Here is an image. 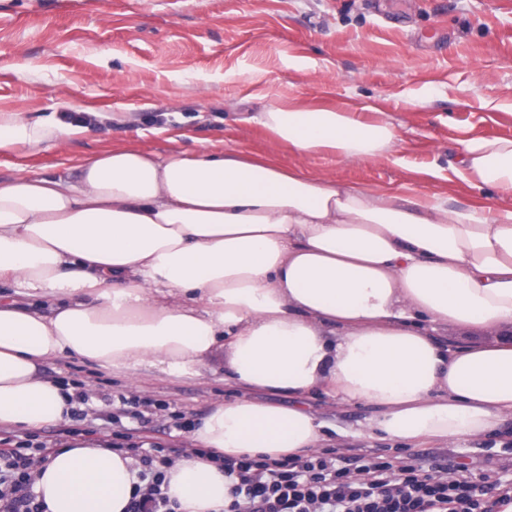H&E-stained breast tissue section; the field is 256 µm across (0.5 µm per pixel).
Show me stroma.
Segmentation results:
<instances>
[{
  "label": "stroma",
  "mask_w": 512,
  "mask_h": 512,
  "mask_svg": "<svg viewBox=\"0 0 512 512\" xmlns=\"http://www.w3.org/2000/svg\"><path fill=\"white\" fill-rule=\"evenodd\" d=\"M288 99L346 104L369 119L385 113L402 143L372 163L293 155L248 121ZM72 100L100 121L45 152L0 154L1 176L20 164L63 176L73 159L115 146L163 154L204 140L337 183L496 206L501 194L471 188L455 169L461 140L512 138V0H0V109L58 118ZM40 373L87 387L80 420L30 433L1 428L0 440L27 436L53 448L74 431L111 441L132 430L147 443L187 448L190 426L238 395L219 356L197 376L112 372L69 358ZM122 397L146 401L144 419L118 412ZM308 402L339 465L412 456L366 435L371 408L321 395ZM424 450L442 465L467 462L475 475L512 473V423Z\"/></svg>",
  "instance_id": "35a3bbf8"
}]
</instances>
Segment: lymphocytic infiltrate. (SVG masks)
Returning a JSON list of instances; mask_svg holds the SVG:
<instances>
[{"mask_svg":"<svg viewBox=\"0 0 512 512\" xmlns=\"http://www.w3.org/2000/svg\"><path fill=\"white\" fill-rule=\"evenodd\" d=\"M29 447L0 448V512H44ZM126 453L137 469L126 512H175L162 489L173 449L132 442ZM428 461L423 454L401 464L364 455L348 467L325 451L278 460L244 455L224 462L231 482L224 512H501L512 503V478L470 476L465 462L436 475Z\"/></svg>","mask_w":512,"mask_h":512,"instance_id":"f902f5d3","label":"lymphocytic infiltrate"}]
</instances>
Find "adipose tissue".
<instances>
[{
  "label": "adipose tissue",
  "instance_id": "obj_1",
  "mask_svg": "<svg viewBox=\"0 0 512 512\" xmlns=\"http://www.w3.org/2000/svg\"><path fill=\"white\" fill-rule=\"evenodd\" d=\"M251 121L300 156L372 161L400 142L390 120L348 108L277 102ZM79 133L0 110V152ZM459 173L512 193V139L463 140ZM2 284L31 302L0 298V425L70 420L75 387L39 373L60 357L194 374L220 353L225 383L292 397L213 404L191 434L199 454L166 472L176 512H222L224 457L321 447L303 403L316 392L371 407L369 435L411 448L512 420V204L451 207L232 150L115 148L65 176L0 178ZM442 328L499 338L445 345ZM135 480L130 458L75 439L37 468L35 491L46 512H125Z\"/></svg>",
  "mask_w": 512,
  "mask_h": 512
}]
</instances>
